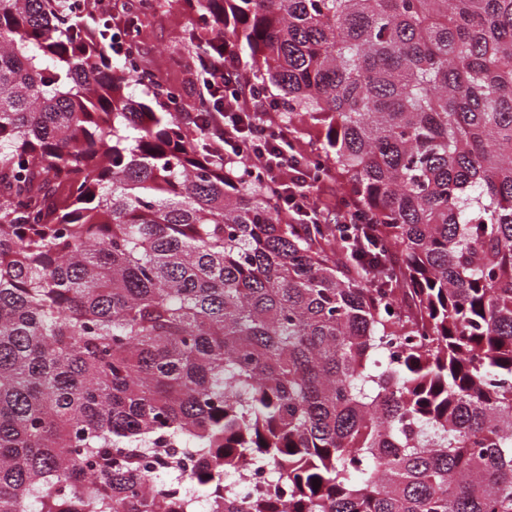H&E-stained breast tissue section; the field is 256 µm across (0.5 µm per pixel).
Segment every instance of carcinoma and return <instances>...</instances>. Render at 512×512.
Wrapping results in <instances>:
<instances>
[{"mask_svg":"<svg viewBox=\"0 0 512 512\" xmlns=\"http://www.w3.org/2000/svg\"><path fill=\"white\" fill-rule=\"evenodd\" d=\"M182 3L373 262L129 94L106 13L0 0V512H512V0ZM316 194L321 196L323 203L330 209L328 211V220L325 223L334 224L333 218L336 215V224L339 226L340 231L344 232L345 236L355 238L353 240L352 253L358 254L360 260H365V241L360 236L357 238V232H355V227H353L354 224H360L358 215L353 209L348 207L339 209L336 213V206L339 205L340 199L344 196V191L336 185V182L329 181L320 184ZM231 484L238 494L248 496L258 490L273 493L280 485L272 471L264 465H253L246 474L235 478Z\"/></svg>","mask_w":512,"mask_h":512,"instance_id":"1","label":"carcinoma"}]
</instances>
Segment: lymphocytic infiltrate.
I'll return each mask as SVG.
<instances>
[{
  "label": "lymphocytic infiltrate",
  "instance_id": "f902f5d3",
  "mask_svg": "<svg viewBox=\"0 0 512 512\" xmlns=\"http://www.w3.org/2000/svg\"><path fill=\"white\" fill-rule=\"evenodd\" d=\"M204 86L221 90L225 106L191 116L200 137L217 143L228 160L248 157L289 223L318 222L308 157L296 149L291 127L273 124L271 114L279 103L246 80L234 41L225 40L223 54L211 59Z\"/></svg>",
  "mask_w": 512,
  "mask_h": 512
}]
</instances>
